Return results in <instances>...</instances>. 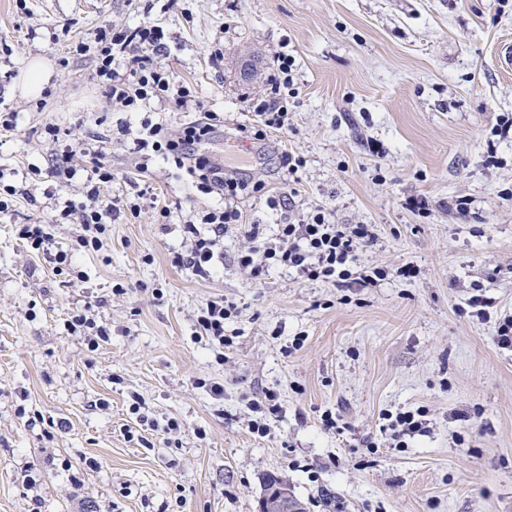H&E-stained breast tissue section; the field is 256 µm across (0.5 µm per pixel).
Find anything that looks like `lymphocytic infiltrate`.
<instances>
[{
  "mask_svg": "<svg viewBox=\"0 0 512 512\" xmlns=\"http://www.w3.org/2000/svg\"><path fill=\"white\" fill-rule=\"evenodd\" d=\"M94 62L93 79L105 101L120 105L124 111L137 112L151 99L171 102L175 111L191 113L189 122L178 132L165 124L145 118L133 140L132 152L143 161L162 160L198 193L215 199V206L203 212L199 223L182 227V248L175 253L176 264L191 268L195 274L210 276L217 262L224 259V238L233 229L244 230L252 242L237 257V264L253 277H260L270 267L292 270L300 278L343 284L354 281L373 284L374 278L359 262V248L374 244L376 234L370 224H336L332 213L319 206L298 222L278 225L274 237H265L259 225L243 224L237 197L248 184L241 168L227 167L206 151L224 121L218 113L206 110L188 85L177 80L165 59L169 47L159 22L145 20L134 27L115 28L100 25L94 42L83 45ZM293 62L275 56L268 78L270 92L256 105L259 125L238 126L240 137L265 139L267 130L288 131V95L294 92ZM72 147L63 150L62 163L49 171L33 169L34 178L47 177L57 188H65L82 179L84 202L66 204L54 217L53 224H21L17 234L35 251H49L55 242L54 224L80 227L77 242L88 252L106 244L115 204L103 201L102 191L116 174L105 162V152L87 148L81 164H74ZM237 309L223 299L209 301L197 318V334L219 345H227L224 334L227 320Z\"/></svg>",
  "mask_w": 512,
  "mask_h": 512,
  "instance_id": "obj_1",
  "label": "lymphocytic infiltrate"
}]
</instances>
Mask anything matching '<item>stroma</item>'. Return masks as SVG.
<instances>
[{"mask_svg": "<svg viewBox=\"0 0 512 512\" xmlns=\"http://www.w3.org/2000/svg\"><path fill=\"white\" fill-rule=\"evenodd\" d=\"M146 15L165 27L178 79L223 114L226 165L262 186L239 203L244 223L275 232L267 201L288 177L282 156H299L294 216L323 205L335 223L374 225L360 257L382 280L339 286L280 267L252 279L237 230L209 278L176 265L182 224L213 200L159 162L150 177L165 223L120 213L98 252L76 250L78 227L58 225L74 256L61 269L24 248L16 225L55 213L47 183L28 178L58 150L47 125L77 151L105 138L123 174L105 195L137 194L127 114L105 109L76 43L103 21ZM506 40L512 0H0V74L14 73L0 100L19 114L0 136V172L27 190L0 222V512H27L29 468L42 512H257L269 474L307 512H512V350L494 340L512 313V138L491 134L512 114V72L497 62ZM278 53L294 60L290 131L238 139ZM35 58L52 71L41 111L15 81ZM459 197L466 213L452 208ZM405 263L413 280L396 274ZM478 286L492 302L482 316L468 304ZM93 296L110 329L94 352L65 326ZM220 296L239 311L221 353L195 334L199 309ZM268 389L274 416L251 407ZM137 399L159 430L130 412ZM416 409L428 433L396 447L389 415Z\"/></svg>", "mask_w": 512, "mask_h": 512, "instance_id": "stroma-1", "label": "stroma"}]
</instances>
